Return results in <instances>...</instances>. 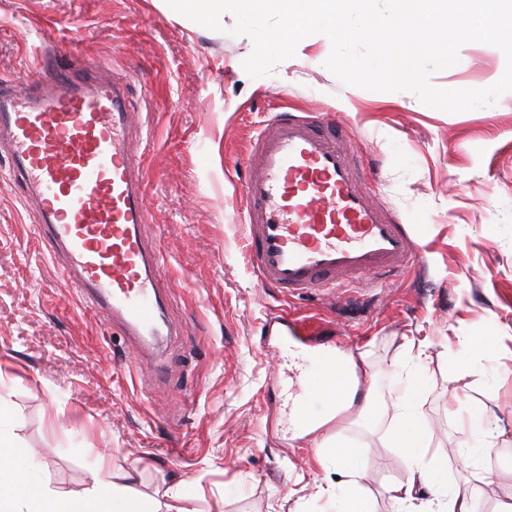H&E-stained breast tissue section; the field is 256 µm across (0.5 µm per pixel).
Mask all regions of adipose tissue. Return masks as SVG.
Listing matches in <instances>:
<instances>
[{
  "label": "adipose tissue",
  "mask_w": 512,
  "mask_h": 512,
  "mask_svg": "<svg viewBox=\"0 0 512 512\" xmlns=\"http://www.w3.org/2000/svg\"><path fill=\"white\" fill-rule=\"evenodd\" d=\"M392 438L406 450L407 460L422 484L446 483L445 475L424 464L431 442L413 399H404L399 405ZM26 458V448L0 443V512H193L187 499L179 494H167L162 501L148 500L134 493L123 476L116 474L108 480L99 471L91 472L92 485L80 497L62 499L37 492L17 471L18 463Z\"/></svg>",
  "instance_id": "ef3b65f1"
}]
</instances>
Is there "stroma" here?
<instances>
[{
  "mask_svg": "<svg viewBox=\"0 0 512 512\" xmlns=\"http://www.w3.org/2000/svg\"><path fill=\"white\" fill-rule=\"evenodd\" d=\"M46 48L130 80L129 142L149 171L143 231L164 258L165 316L180 333L140 362L63 275L0 151V430L29 449V477L72 498L99 465L150 497L179 486L195 512H342L349 494L398 512L386 489L411 472L390 439L391 401L408 387L428 465L467 487L476 512H497L512 492V91L448 113L342 84L323 39L253 78L251 37L189 26L156 0H0V83L37 80ZM459 57L433 86L487 88L505 71L493 45L465 43ZM292 108L344 125L377 163L376 198L423 249L421 269L349 292L342 311L258 286L243 239L238 162L270 114ZM280 311L311 334L262 346ZM414 336L429 342L421 364ZM323 346L353 359L362 386L332 417L313 362ZM300 394L317 430L291 417ZM475 405L481 430L467 424ZM331 444L363 449L357 485Z\"/></svg>",
  "mask_w": 512,
  "mask_h": 512,
  "instance_id": "1",
  "label": "stroma"
}]
</instances>
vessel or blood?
<instances>
[{
	"label": "vessel or blood",
	"instance_id": "obj_1",
	"mask_svg": "<svg viewBox=\"0 0 512 512\" xmlns=\"http://www.w3.org/2000/svg\"><path fill=\"white\" fill-rule=\"evenodd\" d=\"M47 83L0 84V138L39 229L67 255L84 303L142 349L164 334V267L142 232L147 169L128 144L129 84L102 67L43 60ZM240 201L257 282L283 294L378 286L421 265L415 239L366 188L361 150L338 124L280 112L241 158Z\"/></svg>",
	"mask_w": 512,
	"mask_h": 512
}]
</instances>
